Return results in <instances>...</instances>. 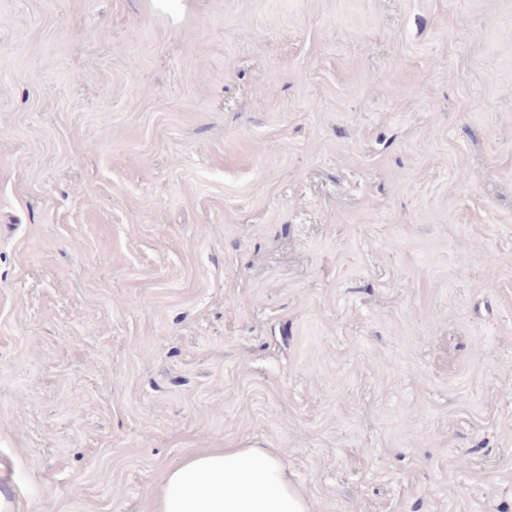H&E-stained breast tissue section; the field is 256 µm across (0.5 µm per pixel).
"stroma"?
Masks as SVG:
<instances>
[{
	"mask_svg": "<svg viewBox=\"0 0 512 512\" xmlns=\"http://www.w3.org/2000/svg\"><path fill=\"white\" fill-rule=\"evenodd\" d=\"M0 0V491L512 512V0ZM153 512H310L276 450L214 448L168 467Z\"/></svg>",
	"mask_w": 512,
	"mask_h": 512,
	"instance_id": "1",
	"label": "stroma"
}]
</instances>
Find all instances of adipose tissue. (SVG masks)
Masks as SVG:
<instances>
[{
	"label": "adipose tissue",
	"mask_w": 512,
	"mask_h": 512,
	"mask_svg": "<svg viewBox=\"0 0 512 512\" xmlns=\"http://www.w3.org/2000/svg\"><path fill=\"white\" fill-rule=\"evenodd\" d=\"M154 512H310V504L275 450L214 448L165 470Z\"/></svg>",
	"instance_id": "1"
}]
</instances>
